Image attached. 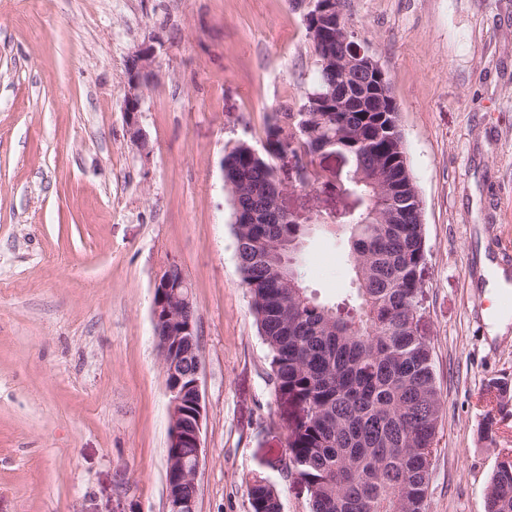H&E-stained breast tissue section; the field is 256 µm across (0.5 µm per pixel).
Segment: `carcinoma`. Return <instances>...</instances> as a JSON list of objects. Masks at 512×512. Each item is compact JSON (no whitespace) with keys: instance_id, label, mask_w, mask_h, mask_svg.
I'll list each match as a JSON object with an SVG mask.
<instances>
[{"instance_id":"obj_1","label":"carcinoma","mask_w":512,"mask_h":512,"mask_svg":"<svg viewBox=\"0 0 512 512\" xmlns=\"http://www.w3.org/2000/svg\"><path fill=\"white\" fill-rule=\"evenodd\" d=\"M311 43L318 79L305 111L288 123L272 117L264 152L242 140L224 154L232 213L266 216L232 224L242 283L270 353L276 398L296 410L288 458L309 487L310 512H426L440 397L429 343L418 334L424 237L415 184L400 162L398 108L375 90L358 110L320 111L315 94L336 86L340 61L362 43L346 16ZM323 147L349 160L336 190L368 199L347 219L356 288L333 304L302 285L298 256L290 278L279 276L280 249L307 228L280 217L271 198L275 160L288 153L312 166ZM502 455L485 512H512V448ZM250 496L253 512H281L266 480H256Z\"/></svg>"}]
</instances>
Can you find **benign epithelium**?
I'll return each mask as SVG.
<instances>
[{"label": "benign epithelium", "instance_id": "1", "mask_svg": "<svg viewBox=\"0 0 512 512\" xmlns=\"http://www.w3.org/2000/svg\"><path fill=\"white\" fill-rule=\"evenodd\" d=\"M306 19L335 16L341 25V14L334 13L329 0H301ZM158 41L154 38L142 43L125 60L127 81L123 98L127 136L143 157L150 154L149 138L140 117L144 92L160 72ZM342 78L336 93L320 99L322 111L343 112L347 109L348 83L353 75H368L370 88H387L388 79L378 62L366 49H358L341 61ZM285 188L276 187L274 205L288 220L309 217L307 213H293L284 205ZM152 318L157 348L165 374L169 395L170 448H193L195 459L177 462L172 459L166 471L167 512H196L197 495L186 497L181 485L196 482L202 457V430L204 402L202 395V361L200 357V331L193 302L191 283L175 262L169 263L154 283ZM194 362L193 371L183 373L186 363Z\"/></svg>", "mask_w": 512, "mask_h": 512}]
</instances>
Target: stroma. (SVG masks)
Returning a JSON list of instances; mask_svg holds the SVG:
<instances>
[{
    "label": "stroma",
    "mask_w": 512,
    "mask_h": 512,
    "mask_svg": "<svg viewBox=\"0 0 512 512\" xmlns=\"http://www.w3.org/2000/svg\"><path fill=\"white\" fill-rule=\"evenodd\" d=\"M399 109L425 238L421 336L441 397L428 512H485L512 448V0H343ZM159 37L144 95L152 154L126 135L125 60ZM317 65L292 0H0V512H166L169 396L153 284L177 262L201 331L206 419L197 512H253L262 478L282 512H310L286 470L292 415L238 270L220 161L262 150L273 112L299 108ZM290 211L342 223L347 162ZM343 236L303 243L318 299L353 288Z\"/></svg>",
    "instance_id": "35a3bbf8"
}]
</instances>
